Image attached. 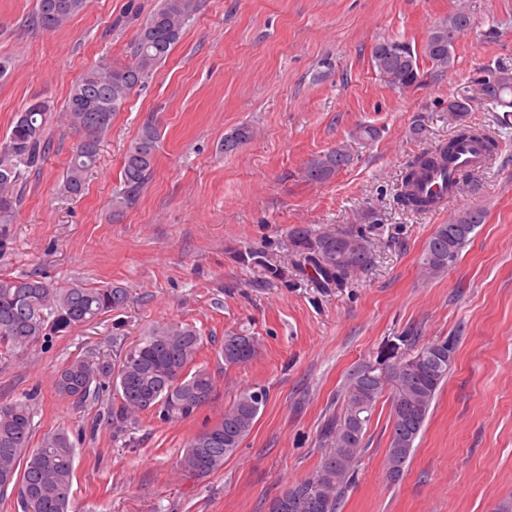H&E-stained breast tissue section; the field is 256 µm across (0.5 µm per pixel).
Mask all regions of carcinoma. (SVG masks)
Instances as JSON below:
<instances>
[{"mask_svg": "<svg viewBox=\"0 0 512 512\" xmlns=\"http://www.w3.org/2000/svg\"><path fill=\"white\" fill-rule=\"evenodd\" d=\"M84 7L85 0H35L34 20L43 28H60ZM196 8V0H160L140 25L132 62L104 61L72 87L62 118L80 138L67 164L64 193L71 197L83 194L86 176L98 162L101 137L111 128L113 116L155 67L167 60ZM471 25L469 12L461 6L433 26L418 48L397 39L380 40L391 50L381 54L371 50V66L391 88L400 92L416 90L423 84L424 66L437 75L453 66L454 44ZM474 82L475 94L448 100V111L463 118L476 100L509 106L505 95L512 93L511 71L485 69ZM50 110L47 100L27 103L15 114L9 133L0 139V224L11 223L27 176L45 162L49 150L46 115ZM252 136L251 127L239 126L224 135L221 149L231 154ZM470 139L484 143L487 160L497 154L498 143L493 137L479 128L460 125L448 141L421 153L407 166L399 193L401 205L412 211L432 208L434 197L422 192L423 182L438 170H448L459 145ZM159 142L158 128L147 123L127 146L121 180L112 196L113 215L137 202L154 172ZM352 160L347 147H334L308 163L305 177L315 183L325 182ZM483 219V213L475 210L455 223L437 225L422 253L423 275L436 278L448 272ZM288 237L293 267L318 288H344L374 262L373 244L358 229L315 234L306 226H297ZM238 259L261 271L254 282L256 288L286 275L285 267L264 252L246 248L238 252ZM127 302V289L112 283L60 286L36 274L1 276L0 348L14 354L40 342L47 345L76 327L124 309ZM400 341L407 346L406 354L384 364V370L376 371L374 363L368 362L349 374L342 411L323 428L330 448L315 476L281 495L287 503L283 512H337L366 450V434L376 404L387 391L391 412L384 468L388 473L396 471L394 481L403 476L437 391L454 365L457 337L422 343L418 333L409 331ZM202 347V336L189 323L157 326L118 363L108 357L71 360L59 372L55 389L59 395L82 404L105 385H111L114 397L107 419L118 434L128 431L138 414L146 411L157 413L163 420L186 419L208 403L215 392V380L209 371L191 370ZM257 353L255 337L246 334L224 337L219 351L226 366L247 363ZM265 403L266 399H257L251 390L242 392L216 423L224 430L223 439L207 445L203 439L208 430L195 434L183 449L181 467L197 477L221 469L251 433ZM33 419L32 398L27 395L0 404V495L17 491L23 512H68L74 444L65 431L54 430L45 433L37 447H30Z\"/></svg>", "mask_w": 512, "mask_h": 512, "instance_id": "carcinoma-1", "label": "carcinoma"}]
</instances>
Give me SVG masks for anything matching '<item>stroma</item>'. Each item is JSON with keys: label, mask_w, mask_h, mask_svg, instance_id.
<instances>
[{"label": "stroma", "mask_w": 512, "mask_h": 512, "mask_svg": "<svg viewBox=\"0 0 512 512\" xmlns=\"http://www.w3.org/2000/svg\"><path fill=\"white\" fill-rule=\"evenodd\" d=\"M159 0H87L67 25H33L34 0H0V137L31 99L50 102V152L29 175L11 224L0 228V275L37 274L64 286L118 283L124 310L101 316L21 355L0 353V403L29 395L32 440L62 429L76 444L69 512H269L289 486L319 469L328 444L320 429L341 407L348 373L399 359L401 338L455 335V364L432 404L403 477L388 481L384 456L390 397H382L367 450L338 512H497L512 501V127L474 105L466 124L499 144L492 165L461 183L445 208L412 212L398 201L409 161L454 135L448 101L466 95L479 68H512V0H198L169 58L136 87L100 146L86 191L70 199L63 171L79 136L59 109L100 61H130L141 21ZM472 29L455 45L456 64L402 93L370 62L382 38L420 46L458 6ZM424 138L411 133L414 121ZM160 130L154 172L137 203L113 215L121 161L145 123ZM253 128L235 153L224 135ZM380 129L375 141L356 136ZM348 146L352 164L323 183L307 163ZM484 214L457 264L424 279L420 258L437 225ZM360 227L375 245L372 267L348 287L324 290L296 271L264 288L238 250L288 263V232ZM122 349L155 326L188 322L204 344L195 360L215 377L213 399L192 418L166 422L144 412L135 446L114 433L112 399L83 404L55 390L78 357ZM259 344L250 362L225 365L226 335ZM267 403L222 469L198 478L179 459L192 435L218 422L243 391Z\"/></svg>", "instance_id": "stroma-1"}]
</instances>
